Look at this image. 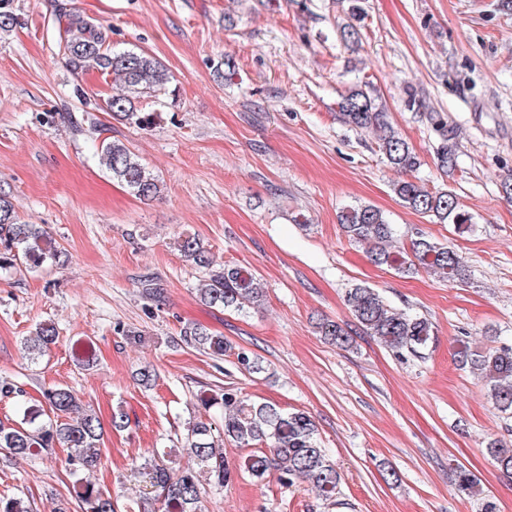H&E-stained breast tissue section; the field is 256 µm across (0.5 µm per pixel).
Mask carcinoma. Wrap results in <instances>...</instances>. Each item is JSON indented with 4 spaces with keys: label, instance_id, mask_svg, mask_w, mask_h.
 <instances>
[{
    "label": "carcinoma",
    "instance_id": "carcinoma-1",
    "mask_svg": "<svg viewBox=\"0 0 512 512\" xmlns=\"http://www.w3.org/2000/svg\"><path fill=\"white\" fill-rule=\"evenodd\" d=\"M13 0H0V30L9 31L21 24L13 11ZM350 22L340 30L346 43L359 39L357 23L362 19L359 0H349ZM59 52L76 73L97 71L112 76L121 93L94 103L72 121L76 128L95 125V113L109 112L116 120L146 126L153 116L139 108L142 100L159 96L170 82L164 66L154 58L132 50L112 48V27L85 17L62 4L58 10ZM340 115L349 126L377 135L379 149L387 162L401 172H412L420 162L408 142L395 131L376 90L368 84H354L341 95ZM100 160L112 177L144 201L160 196V181L121 141L102 145ZM394 192L405 207L443 224H453L461 233L475 226L474 217L461 208L450 190L432 191L426 184L402 180L394 184ZM338 221L349 240L365 247L377 266H386L403 275L419 269L431 270L448 281L462 277L461 256L452 248L434 241L422 232L416 233L409 247L391 248L393 225L382 211L372 205L356 204L341 211ZM177 249L185 261L207 270L199 297L210 307L248 312L260 307L266 297L260 279L239 266L214 268L210 251L195 235H184ZM69 260L65 249L57 245L35 224H27L16 214L11 201L0 196V268L25 266L39 268L63 264ZM346 303L358 328L384 346L417 355L434 342L431 322L388 304L374 289L357 285L346 292ZM321 336L343 349L352 338L340 324L321 320L316 324ZM58 337L51 323L40 325L36 335L25 341L30 354H41ZM184 344L204 353L224 355L233 347L220 336L198 324L181 329ZM80 363L95 358L89 342L77 341L71 347ZM456 361L463 368L482 375L488 381L487 396L502 412H512V347L472 352L461 344ZM44 399L53 416L43 418L44 410L27 407L20 424H0V456H38L57 446L68 450L69 465L75 472H90L101 462L103 430L99 418L83 408L77 394L67 386H54L44 392ZM198 407L209 411L220 407L224 411L219 423L199 417L188 422L186 446L183 451L194 461L193 467L174 470L171 454L154 453L136 466V471L149 478L163 502L164 512H200L202 481L216 488L224 487L231 478V469L224 460V441L230 439L247 450L238 462V469L257 481L276 472L281 483L292 486L307 482L320 496L328 499L336 494L340 474L319 444L317 426L305 411L285 412L270 403H257L226 387L217 392L204 390L196 395ZM487 453L507 477H512V445L494 440ZM80 501L86 512H116L112 493L90 483L82 485Z\"/></svg>",
    "mask_w": 512,
    "mask_h": 512
}]
</instances>
